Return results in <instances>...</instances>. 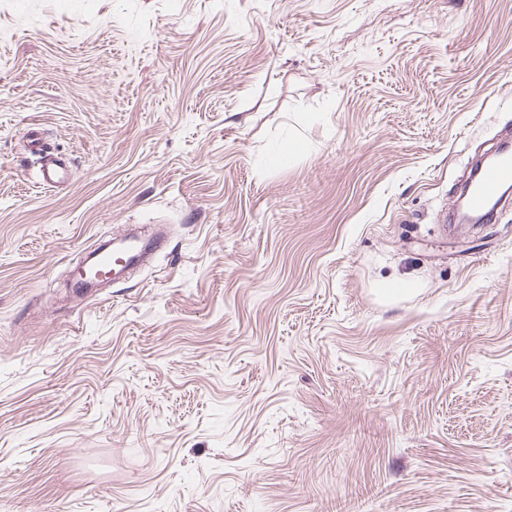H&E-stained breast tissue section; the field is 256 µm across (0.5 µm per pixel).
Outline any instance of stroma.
<instances>
[{"mask_svg":"<svg viewBox=\"0 0 512 512\" xmlns=\"http://www.w3.org/2000/svg\"><path fill=\"white\" fill-rule=\"evenodd\" d=\"M505 130L512 0H0V512H512ZM26 150L39 160L41 178L44 183L59 186L67 178L70 160L63 154L46 147L39 128L28 129ZM512 183V153L500 156L493 165L485 167L480 176L470 185L468 206L477 214H483L489 200L493 199L499 189Z\"/></svg>","mask_w":512,"mask_h":512,"instance_id":"35a3bbf8","label":"stroma"}]
</instances>
